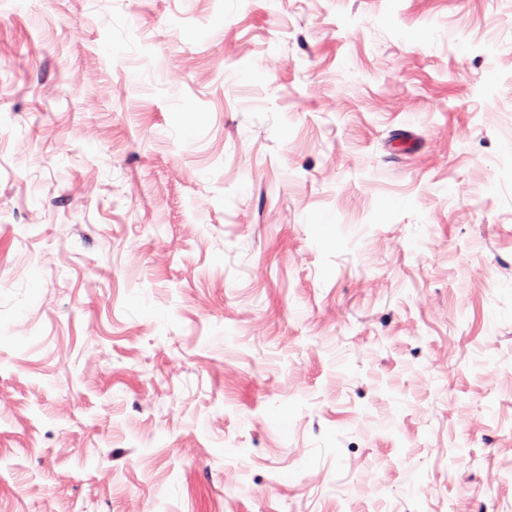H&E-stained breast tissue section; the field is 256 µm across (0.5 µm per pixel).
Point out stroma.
Instances as JSON below:
<instances>
[{
  "instance_id": "35a3bbf8",
  "label": "stroma",
  "mask_w": 512,
  "mask_h": 512,
  "mask_svg": "<svg viewBox=\"0 0 512 512\" xmlns=\"http://www.w3.org/2000/svg\"><path fill=\"white\" fill-rule=\"evenodd\" d=\"M0 512H512V0H0Z\"/></svg>"
}]
</instances>
